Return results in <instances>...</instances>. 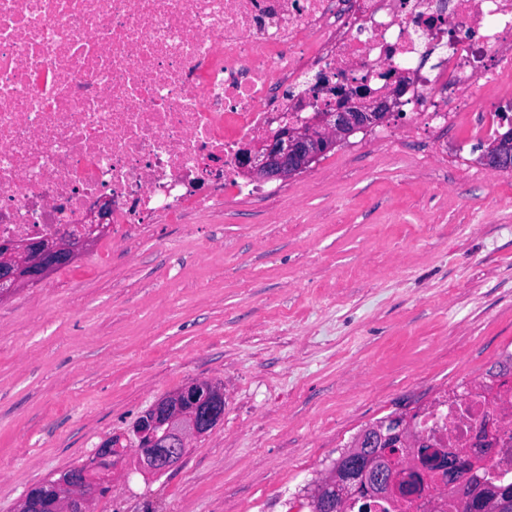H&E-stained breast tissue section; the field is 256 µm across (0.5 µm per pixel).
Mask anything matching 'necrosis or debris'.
Listing matches in <instances>:
<instances>
[{
    "mask_svg": "<svg viewBox=\"0 0 512 512\" xmlns=\"http://www.w3.org/2000/svg\"><path fill=\"white\" fill-rule=\"evenodd\" d=\"M414 130L493 138L512 101V0H0V241L76 230L112 199V236L233 193L237 155L349 81ZM482 84L486 102L475 105ZM224 160L212 169L209 158ZM495 420L493 443L477 442ZM422 444L512 481V387L473 381L415 418ZM465 480L371 512H463Z\"/></svg>",
    "mask_w": 512,
    "mask_h": 512,
    "instance_id": "4bbe7bcc",
    "label": "necrosis or debris"
}]
</instances>
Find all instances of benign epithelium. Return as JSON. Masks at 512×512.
Here are the masks:
<instances>
[{
    "instance_id": "1",
    "label": "benign epithelium",
    "mask_w": 512,
    "mask_h": 512,
    "mask_svg": "<svg viewBox=\"0 0 512 512\" xmlns=\"http://www.w3.org/2000/svg\"><path fill=\"white\" fill-rule=\"evenodd\" d=\"M402 87L393 85L389 96L372 97L360 85L345 89L334 105L321 108L317 119L302 125L287 124L274 136L243 150L237 158L238 169L257 182L282 181L305 171L322 154L342 139L368 124L383 120L391 112L390 98L398 97ZM502 147L489 150L483 161L490 167L512 169V122L500 136ZM97 224H84L80 234L56 238L50 242L3 241L0 243V296L21 285L35 283L64 263L71 262L78 251L92 241L91 235L112 216V199L105 196L95 210ZM224 417V397L220 389L207 381L192 382L173 395L160 400L133 426L137 437V454L141 465L150 472L166 471L184 456L190 440L212 430ZM169 428L158 434L161 420ZM419 440L408 417L395 415L365 429L356 439L347 458L353 468L361 470L360 480H348L340 470L331 472L324 484L335 495L327 512H341L356 496L393 495L397 473L420 469L445 470L456 461L473 469L479 462L466 455L434 454L418 459L415 448ZM86 481V470L78 467L61 476L56 483L57 499L53 512H91V502L99 496L101 486Z\"/></svg>"
}]
</instances>
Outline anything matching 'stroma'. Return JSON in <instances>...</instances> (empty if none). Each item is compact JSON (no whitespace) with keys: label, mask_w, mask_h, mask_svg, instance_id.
Instances as JSON below:
<instances>
[{"label":"stroma","mask_w":512,"mask_h":512,"mask_svg":"<svg viewBox=\"0 0 512 512\" xmlns=\"http://www.w3.org/2000/svg\"><path fill=\"white\" fill-rule=\"evenodd\" d=\"M403 120L254 197L103 239L0 297V512L129 452L93 512H288L378 419L414 415L512 352V170L483 137L404 139ZM206 380L224 417L162 474L132 428Z\"/></svg>","instance_id":"1"}]
</instances>
